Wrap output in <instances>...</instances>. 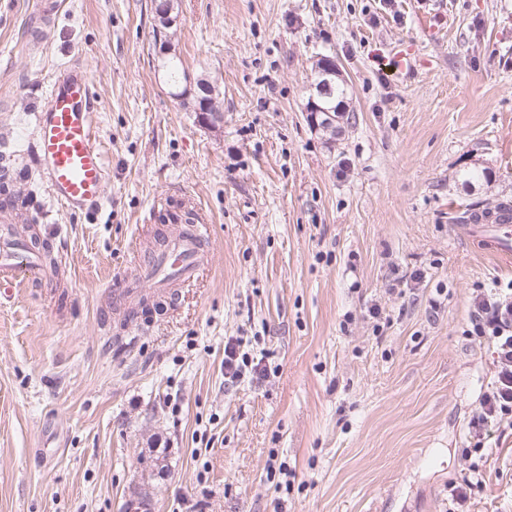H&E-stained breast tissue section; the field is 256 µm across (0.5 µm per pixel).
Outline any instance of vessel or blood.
<instances>
[{
    "mask_svg": "<svg viewBox=\"0 0 512 512\" xmlns=\"http://www.w3.org/2000/svg\"><path fill=\"white\" fill-rule=\"evenodd\" d=\"M95 93L86 69L79 64L59 70L46 101L35 114L33 135L39 169L49 194L70 210H88L104 198L107 185L105 155L89 115ZM210 227L200 224L173 235L165 250L145 257L136 270L137 284L169 293L172 286L196 279L209 263ZM463 236L512 267V223L469 224ZM34 251L0 226V289L42 277Z\"/></svg>",
    "mask_w": 512,
    "mask_h": 512,
    "instance_id": "obj_1",
    "label": "vessel or blood"
}]
</instances>
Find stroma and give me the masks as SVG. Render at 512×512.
<instances>
[{
	"label": "stroma",
	"mask_w": 512,
	"mask_h": 512,
	"mask_svg": "<svg viewBox=\"0 0 512 512\" xmlns=\"http://www.w3.org/2000/svg\"><path fill=\"white\" fill-rule=\"evenodd\" d=\"M34 8L0 0V148L60 273L0 298V512H450L473 463L470 512H512V426L489 454L468 435L491 352L465 333L473 289L512 269L453 222L512 200V0H175L168 29L151 0H64L36 49ZM164 41L217 84L222 126L171 95ZM323 56L352 97L332 143L305 112ZM75 59L107 161L91 215L52 199L32 148ZM473 168L491 182L463 186ZM178 209L209 214V267L125 320L112 287ZM416 269L420 288L388 293ZM229 336L258 337L269 378L225 387ZM485 482V472H483L478 466L473 465L465 476L462 477L461 481L449 483L448 495L449 500L454 505L459 507L464 506L472 496V492L481 488Z\"/></svg>",
	"instance_id": "35a3bbf8"
}]
</instances>
